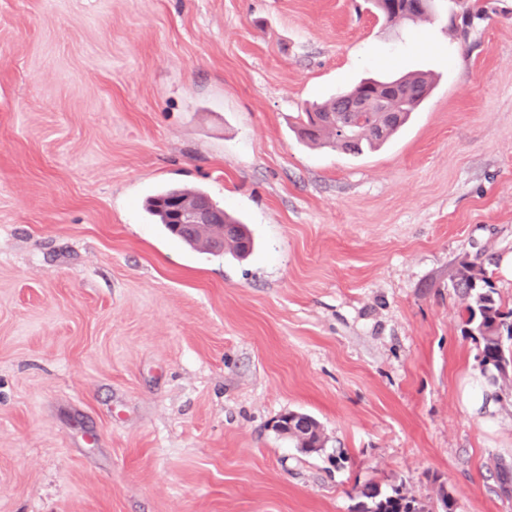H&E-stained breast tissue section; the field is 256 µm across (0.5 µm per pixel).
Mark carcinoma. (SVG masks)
<instances>
[{
    "label": "carcinoma",
    "mask_w": 512,
    "mask_h": 512,
    "mask_svg": "<svg viewBox=\"0 0 512 512\" xmlns=\"http://www.w3.org/2000/svg\"><path fill=\"white\" fill-rule=\"evenodd\" d=\"M461 10L462 25L467 20L483 12L478 0H454ZM376 12L386 21L405 19L411 13L420 19L428 14V0H373ZM399 94L391 97L389 104L396 109V115L384 122V130H379L375 113L344 112L342 106L350 92H345L336 99L314 110H305L297 116L299 136L312 143L329 144L340 147L355 156L375 151L398 134L408 123L411 115L424 102L431 91V83L423 76L409 75L394 79ZM348 121L356 129V138L348 142L340 132V124ZM203 196V191H189L177 187L164 188L150 196L145 210L155 223L182 240L190 247H197L200 241L210 242L201 233L190 237L175 231L168 221L163 203L175 197L187 195ZM224 223L235 227V232L224 239L222 254H229L238 260L246 259L253 250V242L246 225L224 214ZM457 287L461 288L467 298L464 334L478 343L477 359L490 383L499 390L512 385L506 368L512 362V352L505 340H512V310L504 312L495 297V291L485 276H478L465 268L459 272ZM290 439L305 453H316L324 448L326 438L317 421L303 435H292ZM499 491L504 497L512 496V470L500 463L497 465ZM363 501L359 503L358 512H427L426 506L415 497L408 495L400 486L384 489L374 482L366 483L360 491Z\"/></svg>",
    "instance_id": "obj_1"
}]
</instances>
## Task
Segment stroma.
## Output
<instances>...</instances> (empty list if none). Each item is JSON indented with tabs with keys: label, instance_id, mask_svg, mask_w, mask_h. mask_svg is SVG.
<instances>
[{
	"label": "stroma",
	"instance_id": "stroma-1",
	"mask_svg": "<svg viewBox=\"0 0 512 512\" xmlns=\"http://www.w3.org/2000/svg\"><path fill=\"white\" fill-rule=\"evenodd\" d=\"M482 4L463 31L447 0H0V512H355L370 481L512 512V389L462 402L459 271L512 309V0ZM410 72L433 91L378 151L298 138ZM165 185L252 255L170 237ZM376 12L386 21L407 20L405 13L414 15L412 21L428 14L430 0H372ZM394 1V7L389 4ZM394 8V9H393ZM187 195L208 197L203 191H189L177 187L164 188L147 199L145 205L146 213L154 219L156 224H162L169 234L178 237L190 247L196 248L198 245H202L213 254H230L238 260L246 259L253 250V242L246 224H242L239 220L218 209L221 207L217 203L214 204L218 208L209 200L201 197H183ZM175 197L183 198H178L171 204V214L174 223L182 228L185 234H194L195 231L203 229H214L218 232V235L213 237L211 242L216 247L224 245L223 248L214 249L210 244V239L199 232L188 237L175 231L173 225L168 221L163 208V203L166 200ZM224 224H232L230 226L236 228L235 232H232L227 238L224 236H227L230 232V227L224 226ZM202 239H205L209 249L206 245L200 243ZM309 420L301 414H293V418L288 421L287 425H284L280 419L275 422L276 429H284V425L287 431L288 438L295 442L297 448H300L305 453H316L324 448L326 438L320 428L319 423L313 419L312 426L303 435H290V434H301L307 429ZM279 434L284 435L282 432ZM286 436V437H287Z\"/></svg>",
	"mask_w": 512,
	"mask_h": 512
}]
</instances>
